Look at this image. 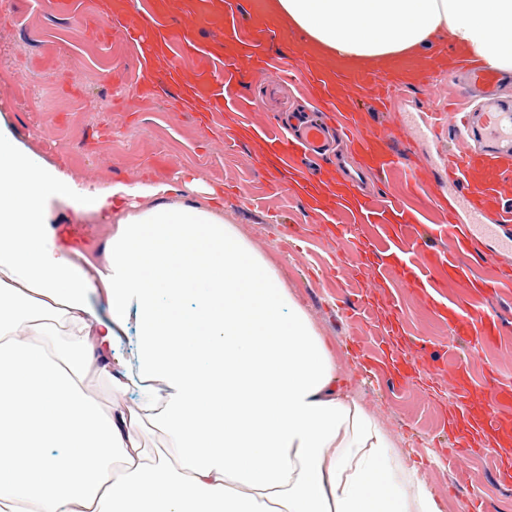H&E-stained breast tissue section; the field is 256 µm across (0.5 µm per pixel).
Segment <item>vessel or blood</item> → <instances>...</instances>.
<instances>
[{
    "label": "vessel or blood",
    "instance_id": "b4317fda",
    "mask_svg": "<svg viewBox=\"0 0 512 512\" xmlns=\"http://www.w3.org/2000/svg\"><path fill=\"white\" fill-rule=\"evenodd\" d=\"M96 7L98 19L90 34L106 41L118 29L138 49L140 98L151 100L159 85H174L179 90L176 109L190 113L203 129H210L225 100L235 97L245 74L266 70L263 54L253 43L236 56L225 57L224 44L239 39L241 24L223 21L220 0H198L177 34L170 29L168 0H158L155 10L136 14L128 0H98ZM219 23L225 28L224 38H212L203 46L192 39L197 25ZM454 72L462 76L457 84L461 98L481 90L483 111L425 112L416 123L388 112V100L404 84L436 96L443 75ZM499 82L496 69L472 64L449 42L425 48L404 78L392 71L309 68L306 89L319 112L298 117L292 138L268 123L251 101L239 103L244 130L265 147L264 163L279 172L284 186L307 199L310 210L350 240L356 260L345 265L343 276L359 284L365 306L378 313L386 336L397 339L394 350L373 359L374 374L428 399L433 391L419 378L423 367L436 374L454 398V405L442 412L453 436L448 463L464 476L471 458L480 452L475 436L491 439L502 432L499 410L512 405V382L491 369L475 380L466 353L451 358L428 344L401 340L396 291L405 289L414 302L445 319L456 342L482 348L495 344L504 333L502 317L471 309L487 289H512V234L507 231L512 225V112L497 106ZM369 108L384 113L381 129L366 122ZM449 125L455 136L444 147L445 173L412 161L418 134ZM333 127L359 156L361 172L385 182L394 169L403 168L404 191L364 194L358 174L298 164V157L325 148ZM489 239L499 243L491 255L483 249ZM55 241L73 255L84 251L90 239L84 225L60 224ZM476 264L485 266V275L473 274ZM454 286L461 289L458 301L440 303L442 290Z\"/></svg>",
    "mask_w": 512,
    "mask_h": 512
}]
</instances>
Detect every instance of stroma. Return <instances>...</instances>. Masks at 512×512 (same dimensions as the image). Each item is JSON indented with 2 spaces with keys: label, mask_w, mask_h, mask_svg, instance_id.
I'll use <instances>...</instances> for the list:
<instances>
[{
  "label": "stroma",
  "mask_w": 512,
  "mask_h": 512,
  "mask_svg": "<svg viewBox=\"0 0 512 512\" xmlns=\"http://www.w3.org/2000/svg\"><path fill=\"white\" fill-rule=\"evenodd\" d=\"M0 129L16 144L51 164L91 192L115 183L196 182L203 191H223V217L276 271L314 330L333 348L342 379L360 397L392 439L398 454H411L444 504V512L478 498L488 512H512V485L496 481L500 452H482L471 462V478L455 481L444 466L450 442L439 401H425L404 389L389 390L351 367L346 356L383 348L379 321L363 311L355 287H337L338 271L352 254L337 237L318 227L314 215L292 192L275 187L274 169L257 165L259 145L244 140L224 145L227 115L216 116L203 133L191 117L168 109L164 99L141 104L135 91L137 50L122 33L102 42L85 33L95 13L84 0L75 16L50 0H0ZM242 94L281 113L310 110L303 82L279 85L277 75L245 76ZM119 217L110 208L93 214L96 228L86 256L95 265L112 261V231ZM407 337L439 349L451 347L448 327L412 301L402 300Z\"/></svg>",
  "instance_id": "35a3bbf8"
}]
</instances>
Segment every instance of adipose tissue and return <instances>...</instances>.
Returning a JSON list of instances; mask_svg holds the SVG:
<instances>
[{"instance_id": "adipose-tissue-1", "label": "adipose tissue", "mask_w": 512, "mask_h": 512, "mask_svg": "<svg viewBox=\"0 0 512 512\" xmlns=\"http://www.w3.org/2000/svg\"><path fill=\"white\" fill-rule=\"evenodd\" d=\"M260 12L353 70L420 58L450 35L512 73V0H262ZM174 191L97 192L98 206L130 205L111 267L87 271L54 243L50 204L73 184L0 132V512H442L275 270ZM102 291L105 317L89 303ZM46 310L64 336L48 354L36 346ZM130 328L132 362L118 353ZM92 373L137 394L136 409L101 410ZM146 421L175 463L133 439Z\"/></svg>"}]
</instances>
